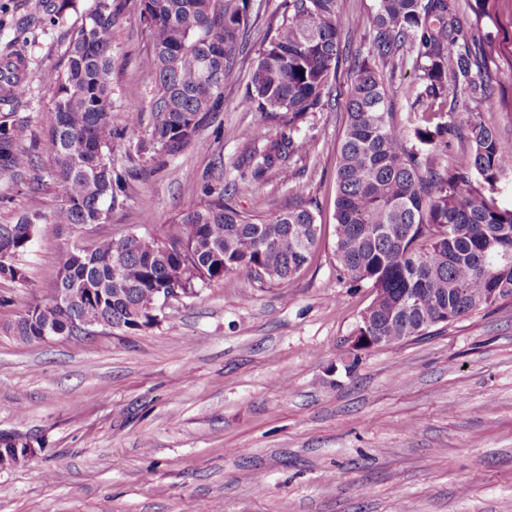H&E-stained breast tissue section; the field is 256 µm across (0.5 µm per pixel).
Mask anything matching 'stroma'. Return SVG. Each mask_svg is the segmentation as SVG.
<instances>
[{
  "label": "stroma",
  "instance_id": "obj_1",
  "mask_svg": "<svg viewBox=\"0 0 512 512\" xmlns=\"http://www.w3.org/2000/svg\"><path fill=\"white\" fill-rule=\"evenodd\" d=\"M286 0H251L252 21L224 84V110L195 145L160 167L112 215L75 240L144 234L196 207L218 183L237 210H283L292 183L322 226L311 264L279 283L235 275L173 302L159 325L27 343L5 325L54 286L70 237L34 238L19 254L25 279L0 278V433L34 435L28 461L0 469V512H512V304L439 325L393 346L355 351L373 295L341 279L333 254L336 161L352 69L377 0H339L351 33L323 109L309 114L287 175L253 185L244 157L260 148L262 114L248 98L259 56ZM39 0H0V47L17 44L26 95L17 112L47 131L61 65L95 0L53 24L20 28ZM140 0H122L113 31L112 124L157 90L140 60L150 40ZM487 63L494 95L467 104L512 152V0H502ZM61 189L0 181V224L56 207Z\"/></svg>",
  "mask_w": 512,
  "mask_h": 512
}]
</instances>
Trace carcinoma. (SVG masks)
<instances>
[{"label":"carcinoma","instance_id":"obj_1","mask_svg":"<svg viewBox=\"0 0 512 512\" xmlns=\"http://www.w3.org/2000/svg\"><path fill=\"white\" fill-rule=\"evenodd\" d=\"M500 0L468 3L475 21L461 20L459 0H378L368 55L353 69L344 137L336 169L335 256L340 271L366 283L374 297L362 314L359 335L392 342L495 305L512 303V208L498 204L501 179L512 173V153L478 112L448 106V86L463 101L494 94L481 64L494 50L491 33L469 36L494 20ZM338 0H288L269 46L251 75V99L279 132L248 155L250 179L288 176L295 135L308 114L323 106V90L339 65L343 22ZM73 6L57 0L40 17L53 21ZM117 0H96L73 35L63 64L43 70L53 89V119L41 137L27 139L14 114L25 93L15 50H0V180L39 184L36 158L53 162L47 177L62 189L48 214L31 208L12 224H0V277L24 280L15 264L43 228L70 237L109 224L151 169L140 163L153 152L174 156L195 141L224 107L239 33L250 22V0H141L140 20L152 45L141 66L155 75L157 94L150 138L139 141L127 164L112 167V150L124 132L112 126V28ZM416 55L418 93L424 108L409 138L392 111L395 91L384 68ZM468 146L448 153V139ZM306 188H291L288 208L259 221L224 201V188L207 186L200 205L171 224L152 225V238L100 240L88 253L73 244L63 254L49 296L29 303L6 329L26 342L51 330L73 335L84 313L103 320L100 332L121 327L135 334L152 327L149 309L167 288L193 293L228 274L270 282L298 275L312 260L321 229L301 205ZM121 254V273L112 258ZM61 288H92L59 302Z\"/></svg>","mask_w":512,"mask_h":512}]
</instances>
